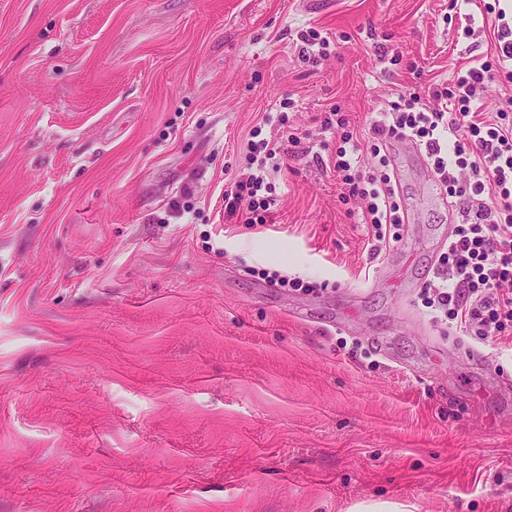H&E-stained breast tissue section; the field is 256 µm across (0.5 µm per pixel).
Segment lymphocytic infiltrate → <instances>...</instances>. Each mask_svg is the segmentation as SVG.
Here are the masks:
<instances>
[{
  "label": "lymphocytic infiltrate",
  "instance_id": "1",
  "mask_svg": "<svg viewBox=\"0 0 512 512\" xmlns=\"http://www.w3.org/2000/svg\"><path fill=\"white\" fill-rule=\"evenodd\" d=\"M497 17L496 58L457 69L427 97L399 94L366 136L347 132L344 116L324 120L325 127L343 130L329 171L343 198L361 201L359 221L371 228L374 257L395 242L393 229L405 221L389 149L401 142L424 151L433 177L460 215L423 287L424 305L432 320L465 335L477 326L495 336L512 330V124L504 113L483 109L489 83L512 80V24L505 12ZM300 143L290 129L276 139L264 138L258 127L251 131L245 153L249 174L225 190V220L271 223L267 174L279 155ZM362 150L370 152V162L360 160Z\"/></svg>",
  "mask_w": 512,
  "mask_h": 512
}]
</instances>
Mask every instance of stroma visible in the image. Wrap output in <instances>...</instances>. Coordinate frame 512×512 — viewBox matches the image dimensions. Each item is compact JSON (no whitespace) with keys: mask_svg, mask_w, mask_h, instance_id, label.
I'll return each instance as SVG.
<instances>
[{"mask_svg":"<svg viewBox=\"0 0 512 512\" xmlns=\"http://www.w3.org/2000/svg\"><path fill=\"white\" fill-rule=\"evenodd\" d=\"M497 7L0 0V512H512V351L421 303L425 169L393 145L415 216L373 258L317 164L330 107L364 129L496 55ZM287 99L275 221L227 223ZM330 33L325 32L324 35L317 31H311L308 36L302 35L301 56L303 60L317 64L319 59L323 58L326 53L325 50L330 44Z\"/></svg>","mask_w":512,"mask_h":512,"instance_id":"1","label":"stroma"}]
</instances>
